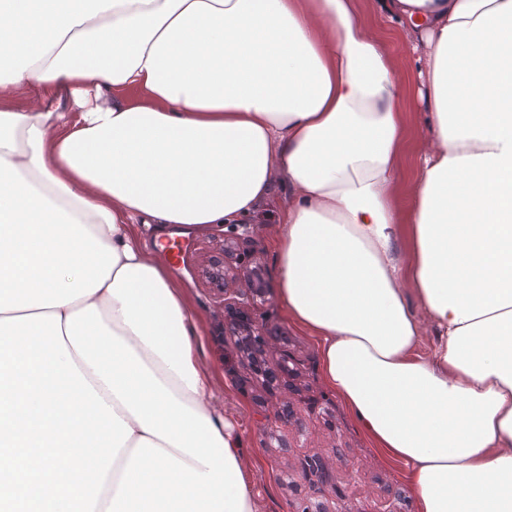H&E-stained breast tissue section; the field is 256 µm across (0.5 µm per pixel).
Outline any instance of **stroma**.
<instances>
[{
	"label": "stroma",
	"instance_id": "1",
	"mask_svg": "<svg viewBox=\"0 0 512 512\" xmlns=\"http://www.w3.org/2000/svg\"><path fill=\"white\" fill-rule=\"evenodd\" d=\"M370 31L388 39L399 76L417 85L415 58L403 40L391 37L390 20L372 15ZM288 195L276 187L249 221L250 249L267 269L269 300L253 314L269 331L287 336V345L267 350L269 363L287 358L288 372L272 388L255 384L252 372L230 339L224 336V299L202 274L224 238L225 228L176 234L155 224L144 231L148 247L175 243L167 266L197 318V357L213 382L212 404L237 427L254 471L252 492L260 512H414L407 468L375 448L343 402L326 387L321 375L318 338L296 326L278 299L276 218ZM287 419H278V412ZM320 459L327 480L314 487L299 473L301 462Z\"/></svg>",
	"mask_w": 512,
	"mask_h": 512
}]
</instances>
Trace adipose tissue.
Segmentation results:
<instances>
[{
	"label": "adipose tissue",
	"instance_id": "1",
	"mask_svg": "<svg viewBox=\"0 0 512 512\" xmlns=\"http://www.w3.org/2000/svg\"><path fill=\"white\" fill-rule=\"evenodd\" d=\"M370 13L422 47L406 187L412 92ZM278 183L279 299L415 512H512V0H0V319L59 316L132 429L94 512H257L136 227L241 224ZM409 303L414 313L419 317L422 323V336L420 343V352L426 354L430 351V348L434 340V332L430 320L425 313L422 305L415 296H409Z\"/></svg>",
	"mask_w": 512,
	"mask_h": 512
}]
</instances>
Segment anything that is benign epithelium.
Listing matches in <instances>:
<instances>
[{"mask_svg": "<svg viewBox=\"0 0 512 512\" xmlns=\"http://www.w3.org/2000/svg\"><path fill=\"white\" fill-rule=\"evenodd\" d=\"M248 228L242 233L224 238L219 256L212 259L202 270L218 293L224 295V335L234 344L251 364L263 361L268 347L269 334L252 313V308L265 301L269 293L264 266L253 261L232 264L229 257L247 249Z\"/></svg>", "mask_w": 512, "mask_h": 512, "instance_id": "obj_1", "label": "benign epithelium"}]
</instances>
